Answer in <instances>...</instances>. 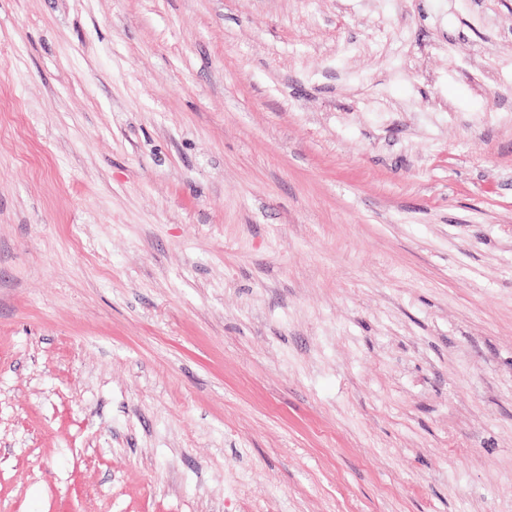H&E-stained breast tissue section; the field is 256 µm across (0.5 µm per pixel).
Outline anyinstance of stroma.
<instances>
[{
  "label": "stroma",
  "instance_id": "obj_1",
  "mask_svg": "<svg viewBox=\"0 0 512 512\" xmlns=\"http://www.w3.org/2000/svg\"><path fill=\"white\" fill-rule=\"evenodd\" d=\"M0 512H512V0H0Z\"/></svg>",
  "mask_w": 512,
  "mask_h": 512
}]
</instances>
